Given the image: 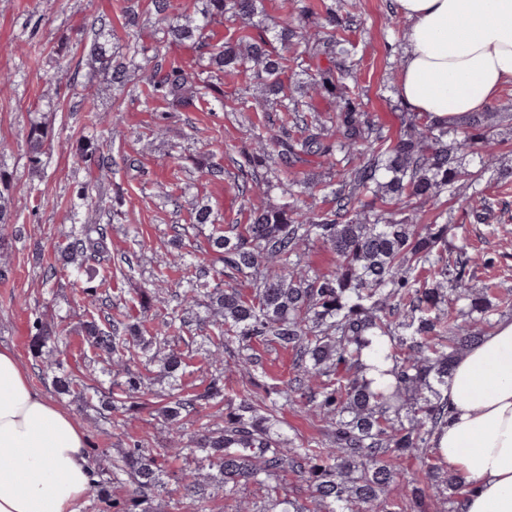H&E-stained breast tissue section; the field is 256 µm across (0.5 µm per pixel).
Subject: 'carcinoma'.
Instances as JSON below:
<instances>
[{"label": "carcinoma", "mask_w": 512, "mask_h": 512, "mask_svg": "<svg viewBox=\"0 0 512 512\" xmlns=\"http://www.w3.org/2000/svg\"><path fill=\"white\" fill-rule=\"evenodd\" d=\"M202 4L200 10L178 14L172 0H146L142 14L126 7L130 43L120 61L112 54L110 16L93 15L80 30L81 39H90L82 103L92 125L104 132L125 125L127 117L119 106L98 110L97 74L122 93L129 72L144 71L136 97L146 112L190 111L206 98L243 112L246 101L237 85L249 79L263 85L266 111L285 113L280 123L262 131L246 128L255 148L238 162L234 186L249 204L250 224L207 240V251L220 256L224 269L218 272L191 253L176 255L168 267L186 271L182 292L173 308L165 297L146 294L149 304L172 308L149 338L123 318L111 316L104 326L93 316L80 323L87 345L105 354L109 364L124 367L142 357L173 376L183 369L182 354L173 349L163 354L157 346L200 326V296L209 298L212 316L211 334L204 337L213 346L209 383L198 393L173 394L158 408L174 445L126 449L112 460L110 483H129L132 493L113 498L103 482L97 493L112 512H157L153 492L166 464L184 457L195 467L181 472L183 496L197 503V512H206L200 497L205 483L234 500L236 512H404L408 499L426 512L425 499L432 497L457 512L464 486L451 472L438 481L446 467L434 440L447 417L441 388L457 357L492 326L494 312L509 298L495 303L486 287L474 283L471 271L482 256L465 245L448 250V213L429 218L427 207L445 194L462 196L470 214L483 219L490 199L480 187L482 172L500 145L495 128L506 118L512 121V104L452 124L405 116L403 131L392 137L363 111L358 71L346 65L357 0L341 15L328 13L316 29L299 24L273 36L258 20L260 0ZM152 21L165 24L162 42L173 53L161 55L143 41L142 31ZM226 23L237 26L236 38L221 35ZM297 45L304 46V54ZM298 69L307 81L295 97L285 89L288 74ZM226 84L231 90H224ZM54 136L42 119L30 121L31 178L40 175ZM75 151L89 169L112 167V155L98 147L82 143ZM311 158L339 177L327 206L318 209L303 199L311 182L300 167ZM198 170L208 184L224 180L218 162L205 161ZM273 188L281 191L277 205L266 202ZM368 195L391 209L366 204ZM13 218L10 197L0 191V241ZM71 220L74 228L44 274L49 279L71 269L85 276L84 293L94 307L96 270L87 262L107 250L108 227L81 220L76 207ZM314 244L336 254L334 271H311L305 251ZM228 274L247 279L251 294L224 287ZM34 330L30 349L42 358V371L54 374V386L67 393L77 385L91 390L66 374L55 375L63 362L46 348L61 331L39 321ZM257 341L295 353L287 395L325 424L323 438L283 437L276 403L257 396L226 412L224 426L213 422L211 404L224 395V349L236 345L237 365L247 369L256 365L250 350ZM366 349L390 362L391 382L375 386L367 378ZM118 389L112 401L134 399L141 381L129 372ZM186 416L195 417L197 429L185 443ZM411 456L419 460L427 487L413 479L409 494L390 495L397 489L395 462ZM288 472L306 483L311 507L288 495L282 482ZM248 484L264 490L257 511L237 497Z\"/></svg>", "instance_id": "obj_1"}]
</instances>
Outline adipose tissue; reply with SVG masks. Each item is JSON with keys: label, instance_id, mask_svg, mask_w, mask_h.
<instances>
[{"label": "adipose tissue", "instance_id": "1", "mask_svg": "<svg viewBox=\"0 0 512 512\" xmlns=\"http://www.w3.org/2000/svg\"><path fill=\"white\" fill-rule=\"evenodd\" d=\"M404 19L400 97L462 118L512 84V0H395ZM456 90H449V78ZM437 446L469 486L460 512H512V317L457 358ZM86 436L0 348V512H81L93 485Z\"/></svg>", "mask_w": 512, "mask_h": 512}]
</instances>
